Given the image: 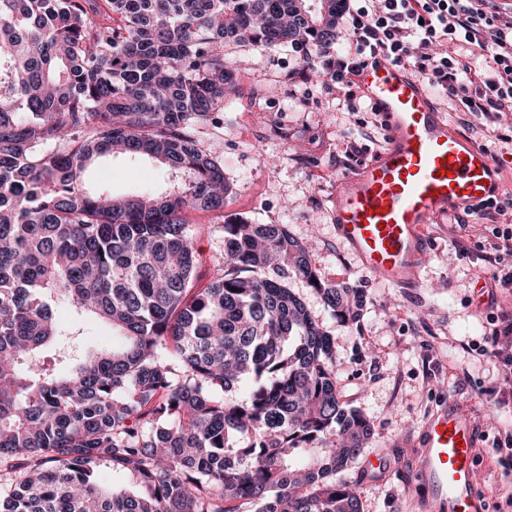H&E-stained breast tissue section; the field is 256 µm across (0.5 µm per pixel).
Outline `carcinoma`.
I'll use <instances>...</instances> for the list:
<instances>
[{"instance_id":"1","label":"carcinoma","mask_w":512,"mask_h":512,"mask_svg":"<svg viewBox=\"0 0 512 512\" xmlns=\"http://www.w3.org/2000/svg\"><path fill=\"white\" fill-rule=\"evenodd\" d=\"M344 2L0 0V512H362L371 424L290 282L343 324L360 297L286 225L224 216L193 134L234 88L224 42L309 62ZM117 155L167 191L87 187ZM195 212L224 234L203 288Z\"/></svg>"}]
</instances>
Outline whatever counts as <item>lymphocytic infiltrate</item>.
<instances>
[{
    "label": "lymphocytic infiltrate",
    "mask_w": 512,
    "mask_h": 512,
    "mask_svg": "<svg viewBox=\"0 0 512 512\" xmlns=\"http://www.w3.org/2000/svg\"><path fill=\"white\" fill-rule=\"evenodd\" d=\"M347 38L313 60L342 105L365 112L356 80L385 53L422 84L447 92L455 111L495 122L512 112V0H346Z\"/></svg>",
    "instance_id": "obj_1"
}]
</instances>
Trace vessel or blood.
<instances>
[{"label": "vessel or blood", "instance_id": "vessel-or-blood-1", "mask_svg": "<svg viewBox=\"0 0 512 512\" xmlns=\"http://www.w3.org/2000/svg\"><path fill=\"white\" fill-rule=\"evenodd\" d=\"M357 81L385 120L387 146L377 160L342 177L333 221L376 281L405 288L415 283L426 249L422 227L499 197L497 167L483 146L438 112L410 71L387 55L367 59ZM424 433L414 482L446 512H481L471 423L444 409Z\"/></svg>", "mask_w": 512, "mask_h": 512}]
</instances>
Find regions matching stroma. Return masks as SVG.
<instances>
[{
  "instance_id": "stroma-1",
  "label": "stroma",
  "mask_w": 512,
  "mask_h": 512,
  "mask_svg": "<svg viewBox=\"0 0 512 512\" xmlns=\"http://www.w3.org/2000/svg\"><path fill=\"white\" fill-rule=\"evenodd\" d=\"M224 55L236 85L220 123L202 126L198 140L224 168L225 214L287 225L306 243L320 276L357 290L362 300L357 322L345 325L302 281L293 283L335 338L336 378L346 399L371 423L349 474L362 512H441L413 473L425 421L447 406L475 425L483 512H512L504 496L512 489V465L495 451L496 440L512 431V401L496 404L504 370L477 353L500 311L512 312V289H497L496 307L488 305L485 284L499 266L491 257L495 222L475 213L462 229L454 217H440L425 229L419 283L376 282L339 238L332 212L343 175L376 160L383 148L382 117L342 108L330 81L304 77L295 47L228 43ZM465 134L487 147L504 191L512 193V112L498 129L478 121ZM145 170L121 155L94 168L118 194L145 183Z\"/></svg>"
}]
</instances>
